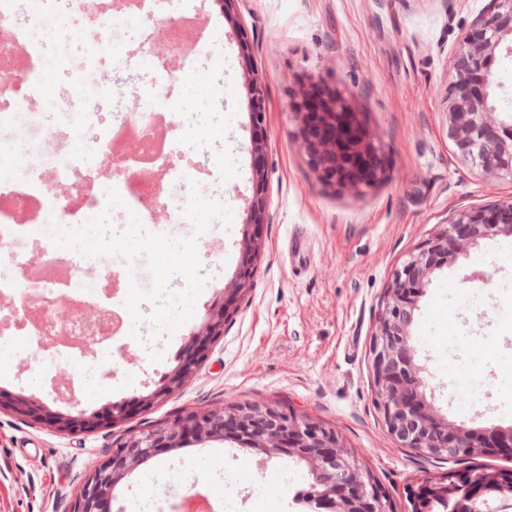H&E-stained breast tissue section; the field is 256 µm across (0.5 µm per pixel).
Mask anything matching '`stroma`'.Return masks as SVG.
Returning a JSON list of instances; mask_svg holds the SVG:
<instances>
[{"label": "stroma", "mask_w": 512, "mask_h": 512, "mask_svg": "<svg viewBox=\"0 0 512 512\" xmlns=\"http://www.w3.org/2000/svg\"><path fill=\"white\" fill-rule=\"evenodd\" d=\"M490 0H236L233 21L214 23L201 0L190 39L205 48L193 76L208 78L215 58L226 70L225 98L208 97L216 121L206 155L190 159L198 180L222 196L231 223L205 237L223 249L201 255L208 281L195 316L170 337L184 347L207 305L242 259L245 203L252 195L248 73L266 106L265 248L252 287L191 381L119 428L62 434L0 412V512H72L76 494L120 431L178 413L246 400L279 402L333 426L408 512L409 485L454 470L453 461L401 447L380 413L370 367L379 303L393 271L456 212L512 199V183L489 181L460 161L448 136L446 99L453 56ZM313 74L353 94L387 159L388 175L355 195L320 183L297 141L289 109L296 77ZM427 393L449 419L473 428L512 425V236L482 241L438 272L411 328ZM175 361L150 362L132 342L126 356L56 386L29 380L13 354L0 355V396L25 393L63 412L101 411L154 389ZM208 457L223 478L198 484L235 495L238 512H296L281 483L283 459L221 442L194 444L142 465L118 503L151 494L144 512H171L189 487L167 464L193 468ZM161 472L160 480L144 477ZM277 486L275 501L255 486Z\"/></svg>", "instance_id": "1"}]
</instances>
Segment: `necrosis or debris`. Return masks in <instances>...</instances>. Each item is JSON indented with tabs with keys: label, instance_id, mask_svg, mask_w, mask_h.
<instances>
[{
	"label": "necrosis or debris",
	"instance_id": "4bbe7bcc",
	"mask_svg": "<svg viewBox=\"0 0 512 512\" xmlns=\"http://www.w3.org/2000/svg\"><path fill=\"white\" fill-rule=\"evenodd\" d=\"M197 12V0H97L93 10L87 0H0V32L7 36L0 68L12 72L9 81L0 80V130L11 133L9 150L0 155V339L19 338L15 358L33 376L112 358L130 329L122 321L90 343L77 332L61 334L50 357L30 362V353L46 347L43 317L57 298L76 303L87 321L117 310L106 292L111 265L77 253L59 258L49 224L73 227L97 216L110 188L141 222L161 216L185 221L191 175L180 160L204 149L194 140L191 119L169 113L167 104L179 90L182 69L195 65L180 25ZM132 32L143 60L137 109L106 120L100 105L112 100L114 89L108 83L86 89L85 74L128 68ZM73 49L82 61L68 74L71 96L46 97L49 73ZM63 128L75 136L73 154L49 171L31 164ZM70 185L81 194H65Z\"/></svg>",
	"mask_w": 512,
	"mask_h": 512
}]
</instances>
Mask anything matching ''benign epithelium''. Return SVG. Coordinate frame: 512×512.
<instances>
[{
    "mask_svg": "<svg viewBox=\"0 0 512 512\" xmlns=\"http://www.w3.org/2000/svg\"><path fill=\"white\" fill-rule=\"evenodd\" d=\"M512 54V0H491L471 34L455 53L448 86V132L463 163L492 180L512 182V114L491 96V62ZM253 137L251 154L260 159L251 171L253 194L242 239L243 258L224 283V298L210 305L177 359L150 393L113 402L92 415L54 411L41 399L22 393L0 399V410L34 425L65 433L112 427L182 389L194 376L224 321L251 287L266 223V109L256 84L250 88ZM291 112L298 139L318 179L343 192L362 193L381 181L385 160L352 97L312 76L296 82ZM512 236V200L491 207L458 211L451 221L421 242L397 268L385 288L372 333L371 369L379 408L390 435L403 448L433 457L466 456L487 448L512 456V426L469 428L447 418L428 399L423 368L415 362L411 327L419 299L432 276L480 241ZM229 442L268 461L296 457L312 476V503L324 512H389L383 491L359 469L335 429L283 409L277 403L222 404L189 411L146 431L123 434L98 464L76 497L73 512H112L116 487L137 466L188 442ZM512 486V473L496 483L463 478L447 486L426 481L416 491V512L461 493L457 512H512V497L497 498L500 486Z\"/></svg>",
    "mask_w": 512,
    "mask_h": 512,
    "instance_id": "7a95c632",
    "label": "benign epithelium"
}]
</instances>
